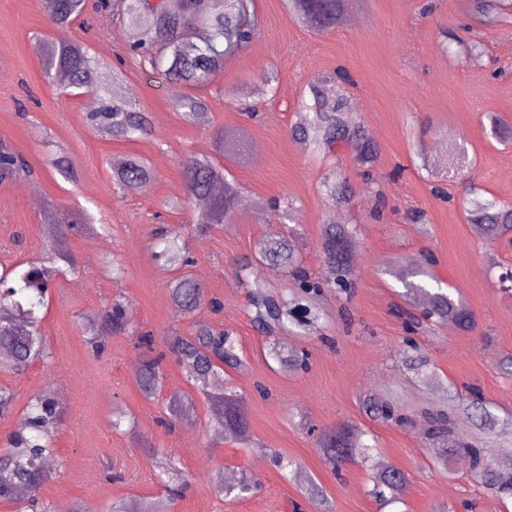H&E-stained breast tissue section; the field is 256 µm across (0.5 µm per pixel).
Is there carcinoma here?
I'll return each mask as SVG.
<instances>
[{
    "mask_svg": "<svg viewBox=\"0 0 512 512\" xmlns=\"http://www.w3.org/2000/svg\"><path fill=\"white\" fill-rule=\"evenodd\" d=\"M353 0H287L288 12L309 31L325 33L339 24L345 9ZM51 19L64 27L80 18L87 0H50ZM512 2L505 0H474L472 19L478 25L496 24L507 15ZM95 9L113 14L123 26L132 30L136 38L129 44L128 53L137 64L148 67L169 80L187 87H201L224 70V64L233 60L254 40L260 28L255 0H97ZM447 49L468 57L476 45L464 41L455 33L441 32ZM37 52L43 62L46 78L65 88L87 89L89 77L105 65L91 59L87 47L71 41L38 44ZM352 84L347 71L338 69L331 76L309 88L313 104L298 113L291 128L294 139L309 145L314 153L329 157L335 155L338 145L351 149L353 164L370 176L379 163L380 150L369 130L356 119L353 99L346 90ZM176 105L191 119L207 111L206 100L195 94L181 93ZM93 130L105 136L137 139L152 134L147 116L136 104L118 97L109 89L102 90L97 106L88 114ZM188 195L208 199L207 208L198 218V224L208 229L226 223L240 198L241 187L225 176L224 166L208 157H189L183 166ZM152 176L146 160L132 157L112 167V186L123 194L137 191ZM32 177V170L22 156L0 141V182ZM321 191L336 206L349 204L351 189L340 166L327 169L320 182ZM469 221L481 227L483 237L491 242L512 238V205L487 199L482 189L469 187ZM94 229L90 214L66 212L54 225L49 240L51 257L32 262L20 269L16 266L0 268V349L9 356L0 360V371L20 376L35 363L47 365L52 352L46 344L41 325V311L48 306V289L57 275L51 262L75 264L68 250L69 237L79 226ZM157 256L171 266L187 265L179 244L181 232L169 225L154 232ZM355 230L350 224H326L319 243L328 277L307 271L302 264L299 241L292 229L264 240L259 244L257 262L241 266L246 272V314L253 326L265 335L294 328L307 329L318 324L323 315L318 297L333 283L341 286L349 281L355 259ZM263 266L280 268L290 276L289 286L272 292L259 275ZM173 303L184 313L191 314L206 302L202 283L186 274L168 282ZM405 298L409 303L424 300L425 316L437 324L451 322L462 329L474 326L475 317L460 300L438 288L430 290L413 283L406 284ZM129 332L127 305L121 295L105 303L96 318L85 324L86 344L95 353L102 352L109 334ZM169 351L185 369L188 381L196 391L219 408L216 423L220 433L236 443L250 448L253 441L243 411V397L234 387L224 384L229 370L244 367L245 359L239 339L228 330H216L206 323H198L187 336L168 337ZM267 356L284 370H293L306 364V356L281 348L270 341ZM161 356H143L136 383L147 399L158 397L163 388ZM404 365L411 377L428 378L434 374L430 357L412 344L404 357ZM15 391L0 385V418L10 416L15 409ZM193 401L187 395L170 397V410L175 417L187 415ZM365 411L375 419L402 425L409 416L402 407L376 393L364 397ZM428 440L438 444L435 449L437 464L446 467L448 456H462L469 462L473 479L495 489L502 498H512V419L501 418L492 406L475 396L466 403L454 405L452 411L431 409L426 412ZM64 411L49 394L33 396L7 439L6 450L0 453V502L15 505V512H55L43 502L39 492L48 480L45 460L55 454L53 432L62 421ZM469 421L481 434L499 438L507 449L497 458H489L483 449L456 432V418ZM366 432L355 425L341 424L323 429L316 438L320 453L336 465L365 463L371 458L373 447L364 440ZM406 475L394 467L374 470L370 476V494L385 507L398 500V492ZM214 486L233 499L248 497L256 485L251 476L224 483V472L213 476ZM307 498L320 506L321 512H331L322 486L307 479Z\"/></svg>",
    "mask_w": 512,
    "mask_h": 512,
    "instance_id": "1",
    "label": "carcinoma"
}]
</instances>
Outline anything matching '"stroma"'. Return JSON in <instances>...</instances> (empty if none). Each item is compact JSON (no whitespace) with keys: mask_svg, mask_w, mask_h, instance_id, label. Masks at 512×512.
<instances>
[{"mask_svg":"<svg viewBox=\"0 0 512 512\" xmlns=\"http://www.w3.org/2000/svg\"><path fill=\"white\" fill-rule=\"evenodd\" d=\"M472 0H355L349 13L355 24H340L315 34L289 15L284 0H256L262 26L256 39L200 87L208 101L205 119L184 120L173 106L177 84L122 66V88L145 112L151 136L127 141L106 138L87 123L90 91L74 96L43 75L35 52L37 39L86 44L108 64L124 57L130 30L104 12H89L60 30L42 0H0V140L35 171V180L0 184V264L42 260L49 218L66 210H87L107 231L72 236L76 269L62 268L51 288L42 332L53 352L50 365L35 364L21 376L0 373V383L16 392L14 416L0 419V447L29 399L50 393L65 408V422L54 434L56 448L42 498L65 512L81 500L94 512H108L118 500L165 504L166 512H315L301 485L285 478L269 454L276 451L298 462L322 485L333 512H380L370 495L368 468L328 464L307 433V425L329 428L355 424L375 438V460L402 470L406 489L389 512H512L475 483L466 460L452 457L447 468L435 463L425 435L426 423L414 418L397 426L373 420L364 395L393 389L403 406L415 409L438 402L448 386L459 392L476 388L500 416L512 414V377L498 363L512 354V296L498 277L512 268V247L487 242L468 219L466 183L480 185L486 198L512 202V143L491 134V119L512 126V19L494 26L471 25ZM471 25L482 48L460 58L441 45V30ZM350 73L351 95L360 121L380 149L376 182L358 176L350 152L341 149L340 165L352 187L347 207L335 208L319 191L323 166L308 146L293 139L302 99L310 85L337 67ZM274 73L275 82L263 77ZM243 132L244 151L226 168L242 188L238 206L223 227L197 231L202 213L188 197L182 163L190 156H215L221 132ZM67 152L77 174L68 181L50 165L51 152ZM465 152L463 172L444 177L450 193L440 199L422 170V158L445 162ZM140 157L153 170L146 188L127 196L111 190L113 159ZM289 196L304 243L309 269L322 271L319 242L332 213L358 225L361 259L350 298L325 295L319 332L276 333L310 354L306 369L287 372L264 356L265 337L245 313L246 289L236 272L254 256L260 240L282 230L269 201ZM425 211L426 225L407 218L411 208ZM184 225L192 265L167 271L151 246L159 224ZM434 255L427 287H440L463 300L475 316L472 329L421 330L415 336L430 356L435 375L416 382L404 372L403 284L389 266L400 261L411 271ZM123 274L113 280L112 267ZM187 273L224 304L221 314L201 306L184 314L171 301L167 281ZM130 310L131 334L109 338L94 356L83 327L115 294ZM205 321L236 332L246 357L230 383L244 397L256 445L250 449L220 438L213 408L196 397L193 417L167 432L164 417L169 395L191 392L175 356L164 365V395L149 400L140 393L133 364L143 354L140 332L153 333L155 349L166 337L187 334ZM127 417L113 428L115 413ZM171 455L183 485L170 499L154 475L157 455ZM251 474L261 483L254 496L231 500L217 493L216 469Z\"/></svg>","mask_w":512,"mask_h":512,"instance_id":"obj_1","label":"stroma"}]
</instances>
